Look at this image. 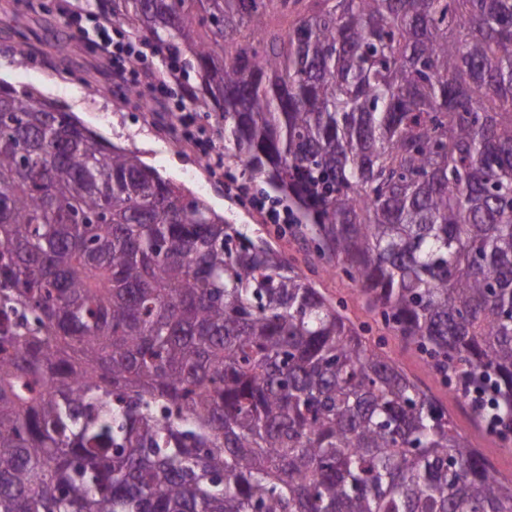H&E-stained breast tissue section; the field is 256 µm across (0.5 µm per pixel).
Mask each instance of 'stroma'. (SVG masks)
<instances>
[{
  "instance_id": "obj_1",
  "label": "stroma",
  "mask_w": 512,
  "mask_h": 512,
  "mask_svg": "<svg viewBox=\"0 0 512 512\" xmlns=\"http://www.w3.org/2000/svg\"><path fill=\"white\" fill-rule=\"evenodd\" d=\"M63 6L90 17L98 13L99 0H38L37 6L31 8L20 5L18 0H0V82L19 89H36L111 143L137 152L162 175L204 197L228 223L244 225L250 237L267 240L323 293L333 301L344 303L352 321L371 325L372 337L385 339L392 356L404 370L447 408L457 430L502 474H512V448L503 447L496 437L480 428L469 408L449 394L425 363L375 323L373 313L354 284L344 275L327 274L311 243L293 238L287 224L266 221L240 200L235 191L228 189L229 177L242 176L240 162L225 158L226 174L222 177L201 165L198 148L185 142L169 124L170 116L178 113L181 104L176 81H167L166 95L154 97V111H141L136 103L116 102L112 95L115 84L104 60L88 51L83 36L63 25L59 18ZM21 32L26 35L27 47L20 54L12 46ZM61 38L73 46L65 58L55 50ZM90 85L100 88L99 97L93 99L85 94V87Z\"/></svg>"
}]
</instances>
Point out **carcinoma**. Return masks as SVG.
Wrapping results in <instances>:
<instances>
[{"label":"carcinoma","instance_id":"carcinoma-1","mask_svg":"<svg viewBox=\"0 0 512 512\" xmlns=\"http://www.w3.org/2000/svg\"><path fill=\"white\" fill-rule=\"evenodd\" d=\"M106 18L170 76L196 67L189 101L291 234L508 441L512 0ZM370 331L136 152L0 85V512H512V477Z\"/></svg>","mask_w":512,"mask_h":512}]
</instances>
